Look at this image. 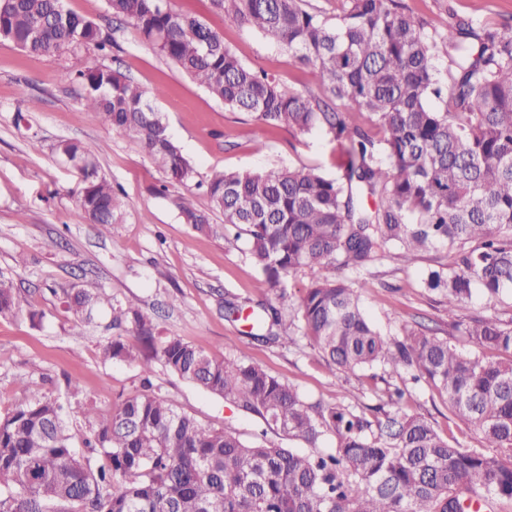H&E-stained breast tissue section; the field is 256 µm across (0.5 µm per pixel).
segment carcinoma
<instances>
[{"label":"carcinoma","mask_w":512,"mask_h":512,"mask_svg":"<svg viewBox=\"0 0 512 512\" xmlns=\"http://www.w3.org/2000/svg\"><path fill=\"white\" fill-rule=\"evenodd\" d=\"M300 2L211 0L311 67L321 101L247 67L220 34L166 0L107 6L225 106L273 128L321 130L348 142L340 178L285 169L214 171L206 180L224 227L246 236L263 287L286 302L288 278L310 277L296 314L272 306L253 313L252 337L304 339L338 378L382 369L423 383L480 446H465L409 411L405 386L374 389L376 405L361 402L356 388L346 403L313 406L258 365L157 336L153 317L131 303L70 288L63 304L76 319L107 304L112 327L131 329L151 351L140 357L118 336L101 346L103 360L127 361L145 374L157 360L289 440L314 447L333 433L336 450L298 454L264 439L246 442L149 392L99 414L69 383L63 398L0 416V512H469L474 499L487 506L512 499V317L461 316L477 288L490 302L512 296V24L475 50L463 41L469 23L444 20L429 34L396 0H346L334 24ZM0 39L33 55L107 45L99 26L62 0H0ZM442 49L452 63L444 77L432 63ZM76 78L98 122L127 136L171 181L194 180L196 170L138 85L105 66ZM56 151L82 174L77 201L89 223L102 233L122 223V202L84 146L62 141ZM174 205L195 232L218 233L209 212L182 196ZM394 247L408 265L422 251L448 249V265L422 279L448 306V334L419 323L397 337L382 334L340 275ZM22 302L13 275L0 271V318ZM458 333L476 353L457 348ZM484 350L498 352V360L483 361Z\"/></svg>","instance_id":"1"}]
</instances>
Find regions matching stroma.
Returning a JSON list of instances; mask_svg holds the SVG:
<instances>
[{"instance_id":"1","label":"stroma","mask_w":512,"mask_h":512,"mask_svg":"<svg viewBox=\"0 0 512 512\" xmlns=\"http://www.w3.org/2000/svg\"><path fill=\"white\" fill-rule=\"evenodd\" d=\"M427 23L464 20L478 37L512 23V0H398ZM217 31L248 67L268 73L305 94L323 91L315 74L263 33L232 21L210 0H171ZM65 9L96 21L112 49L84 48L35 56L0 40V270L11 271L24 296L21 311L0 319V413L26 401L64 393L67 381L82 402L99 413L116 408L143 389L175 400L208 427L237 433L244 441L265 433L268 442L307 451L262 422L175 377L161 364L150 375L136 365L106 362L100 348L122 336L134 349L133 332L116 333L109 308L91 321L76 320L61 303L62 292L80 286L150 311L162 336H176L227 361H246L293 384L307 402H339L341 388L381 386V379L336 378L322 354L306 342L268 343L252 338L247 320L259 303L277 299L258 285L245 239L206 236L183 224L172 203L187 197L210 209L204 189L168 183L165 173L124 135L99 124L82 104L79 83L63 82V70L103 64L153 94V104L199 178L212 170L271 172L315 169L333 178L344 160L340 145L316 130L271 128L224 106L177 66L160 56L125 20L112 17L106 0H64ZM63 139L96 152L101 176L124 203V220L99 234L84 218L77 193L82 177L55 150ZM439 248L420 253L413 264L397 258L352 273L371 322L398 335L403 325L447 329L448 310L420 286L429 269L447 265ZM241 305L242 317L227 318L225 301ZM408 408L427 416L440 432L472 446L475 434L454 418L447 403L425 385H410Z\"/></svg>"}]
</instances>
